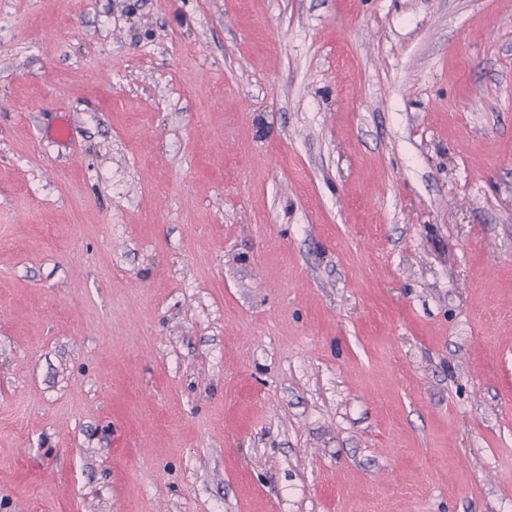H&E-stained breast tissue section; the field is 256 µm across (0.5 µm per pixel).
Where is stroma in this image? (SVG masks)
Listing matches in <instances>:
<instances>
[{
  "instance_id": "1",
  "label": "stroma",
  "mask_w": 512,
  "mask_h": 512,
  "mask_svg": "<svg viewBox=\"0 0 512 512\" xmlns=\"http://www.w3.org/2000/svg\"><path fill=\"white\" fill-rule=\"evenodd\" d=\"M0 512H512V0H0Z\"/></svg>"
}]
</instances>
